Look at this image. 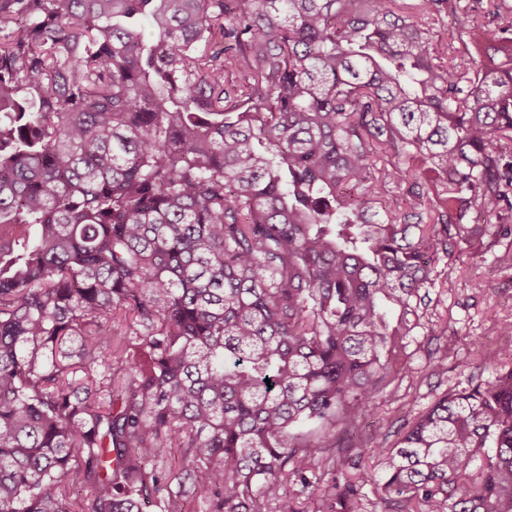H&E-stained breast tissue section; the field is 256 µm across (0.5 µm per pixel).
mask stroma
I'll return each mask as SVG.
<instances>
[{
    "label": "stroma",
    "instance_id": "35a3bbf8",
    "mask_svg": "<svg viewBox=\"0 0 512 512\" xmlns=\"http://www.w3.org/2000/svg\"><path fill=\"white\" fill-rule=\"evenodd\" d=\"M427 315L444 326V337H421L422 347L410 358L413 373L395 393H383L372 420L383 431L397 432L424 413L447 391L463 390L489 377L501 352L512 349V336L501 326L512 323V266L496 261L479 246L461 244L449 263L439 264ZM450 352L443 373H434L429 354L441 346Z\"/></svg>",
    "mask_w": 512,
    "mask_h": 512
}]
</instances>
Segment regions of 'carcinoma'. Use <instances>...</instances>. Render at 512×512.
Masks as SVG:
<instances>
[{"label": "carcinoma", "mask_w": 512, "mask_h": 512, "mask_svg": "<svg viewBox=\"0 0 512 512\" xmlns=\"http://www.w3.org/2000/svg\"><path fill=\"white\" fill-rule=\"evenodd\" d=\"M451 2L0 0V512H364L370 453L374 512H512V366L363 430L512 238V5L454 63ZM352 473L358 474L361 477L362 481V492L366 496L365 499V507L367 512H374V507L370 504L371 501H375L377 499L376 491L377 487L375 485V478L378 477L381 473V466L378 464L376 458H365L362 462L360 470H353Z\"/></svg>", "instance_id": "obj_1"}]
</instances>
